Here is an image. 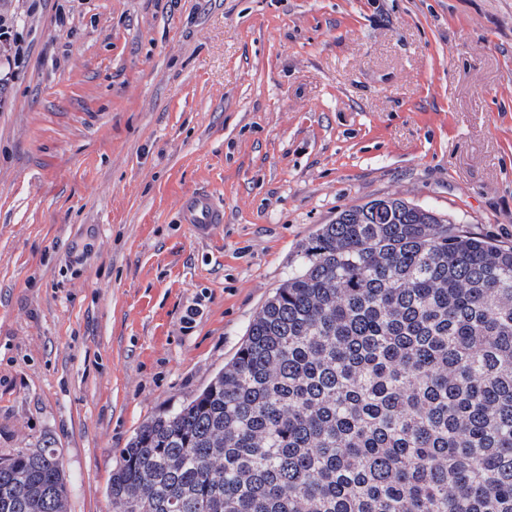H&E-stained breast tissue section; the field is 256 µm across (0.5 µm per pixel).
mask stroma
<instances>
[{"label": "stroma", "mask_w": 512, "mask_h": 512, "mask_svg": "<svg viewBox=\"0 0 512 512\" xmlns=\"http://www.w3.org/2000/svg\"><path fill=\"white\" fill-rule=\"evenodd\" d=\"M0 456L112 512L302 243L399 197L512 246V0H0ZM224 221L197 234L188 195Z\"/></svg>", "instance_id": "35a3bbf8"}]
</instances>
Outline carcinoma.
Instances as JSON below:
<instances>
[{
	"mask_svg": "<svg viewBox=\"0 0 512 512\" xmlns=\"http://www.w3.org/2000/svg\"><path fill=\"white\" fill-rule=\"evenodd\" d=\"M112 512H512V248L399 198L338 213L192 399L144 423ZM53 442L0 512H70Z\"/></svg>",
	"mask_w": 512,
	"mask_h": 512,
	"instance_id": "1",
	"label": "carcinoma"
}]
</instances>
